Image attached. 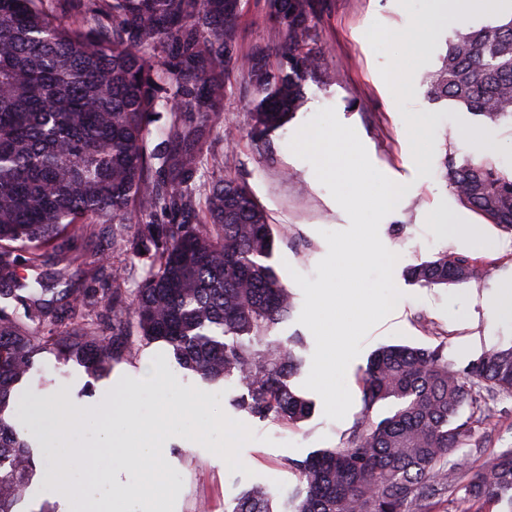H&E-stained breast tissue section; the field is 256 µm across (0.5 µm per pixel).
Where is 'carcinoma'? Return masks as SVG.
Wrapping results in <instances>:
<instances>
[{
  "instance_id": "cac0c4a2",
  "label": "carcinoma",
  "mask_w": 512,
  "mask_h": 512,
  "mask_svg": "<svg viewBox=\"0 0 512 512\" xmlns=\"http://www.w3.org/2000/svg\"><path fill=\"white\" fill-rule=\"evenodd\" d=\"M267 7L285 36L274 65L264 49L239 53L242 0H0V512H14L35 467L26 426L6 410L43 353L105 376L163 342L205 380H234L251 416L308 419L312 404L291 385L301 342L268 341L295 308L261 262L279 232L247 185L202 181L231 73L260 96L258 139L288 123L323 74V0ZM427 82L432 100L512 127V10L456 30ZM442 167L461 204L512 236V169L496 153L446 155ZM101 224L112 225L118 263L73 246ZM138 263L145 274L127 288ZM75 267L107 287L75 286ZM407 275L431 288L478 282L483 269L445 252ZM359 384L362 409L341 446L285 462L301 483L291 512H448V451L476 441L485 396H512V346L461 372L443 344L388 345ZM388 399L397 409L374 422ZM462 482L463 512H512V448ZM232 512L275 510L254 486Z\"/></svg>"
}]
</instances>
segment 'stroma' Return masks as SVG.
Segmentation results:
<instances>
[{
	"mask_svg": "<svg viewBox=\"0 0 512 512\" xmlns=\"http://www.w3.org/2000/svg\"><path fill=\"white\" fill-rule=\"evenodd\" d=\"M325 11L317 46L324 57L327 81H308L307 100L282 129L263 143L251 133V113L259 95L246 75L232 74L225 83L224 112L212 135V154L225 176L245 183L282 232L268 260L284 283L292 272L317 280L316 266L328 246L323 231L350 225L345 211L316 178L312 165L289 148L294 133L319 109L334 108L338 119L352 126L372 164L408 191L381 222L383 244L398 260L393 280L402 298L394 311L360 343V354L349 364L346 385L352 405L339 421L324 414L323 401L305 391L313 403L309 419L286 428L273 419H259L237 406L243 394L234 381L210 384L183 369L172 350L158 342L130 362L114 365L97 377L82 363L41 358L42 372L24 387L37 400L53 405L67 394L73 405L93 411L90 420L71 425L69 444L86 448L70 458L69 477L95 505L108 504L113 492L132 488L137 471L120 465L101 445L105 423L99 412L112 405L115 381L129 384L140 414L153 416L155 388L139 379L152 365L166 381V395L180 402L196 396L207 404L203 413L174 421L162 450L166 491L158 500L130 493L118 501L120 512H231L237 498L259 484L273 497L276 512H287L288 499L299 485L288 459L302 460L322 449L341 445L362 408L358 379L379 347L444 345L456 369L465 370L483 353L512 345V300L502 291L512 285V245L482 218L472 221L470 237H454L450 214L463 206L450 193L440 169L444 154L462 159L487 142L499 147L503 165L512 166V127L490 128L472 115L428 95L427 75L440 64L453 31L438 20L424 53L398 40V32L435 14L434 0H324ZM278 28L266 14L265 0H243L240 49L263 47L277 52ZM457 137L445 141L448 129ZM458 252L478 260L485 276L478 283L425 288L410 280L408 267L442 252Z\"/></svg>",
	"mask_w": 512,
	"mask_h": 512,
	"instance_id": "obj_1",
	"label": "stroma"
}]
</instances>
